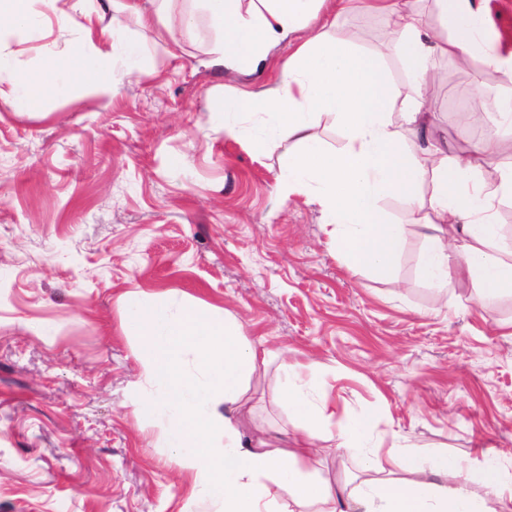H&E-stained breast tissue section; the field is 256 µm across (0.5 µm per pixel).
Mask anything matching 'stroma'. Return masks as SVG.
I'll use <instances>...</instances> for the list:
<instances>
[{"mask_svg": "<svg viewBox=\"0 0 512 512\" xmlns=\"http://www.w3.org/2000/svg\"><path fill=\"white\" fill-rule=\"evenodd\" d=\"M333 33L378 52L388 24L356 10ZM85 35L41 10L27 40L0 50L30 72ZM120 35L142 46L146 72L116 65L119 95H97L74 67L69 95L42 89L28 112L0 101V512H215L191 496L166 419L140 412L159 389L124 332L131 293L231 316L274 352L249 381L246 436L292 432L277 382L285 354L339 409L376 412L384 446L512 475V294L484 305L469 282L427 283L425 240L396 193L379 201L408 227L392 271L348 272L320 207L279 189L293 143L251 150L274 117L240 114L244 136L225 138L219 100L277 85L288 46L243 74L207 65L204 25L177 45L157 25ZM429 68L435 138L487 174L512 162L484 150L481 127L458 124L512 78L439 58Z\"/></svg>", "mask_w": 512, "mask_h": 512, "instance_id": "stroma-1", "label": "stroma"}]
</instances>
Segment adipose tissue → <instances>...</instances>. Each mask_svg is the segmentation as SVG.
Listing matches in <instances>:
<instances>
[{"mask_svg": "<svg viewBox=\"0 0 512 512\" xmlns=\"http://www.w3.org/2000/svg\"><path fill=\"white\" fill-rule=\"evenodd\" d=\"M37 1L67 24L92 18L79 2L66 13L57 11V0H0V25L28 31ZM193 2L178 9L173 0H160L157 13L175 43L191 35L198 16H205L217 34L211 66L256 72L278 46L294 43L280 65L279 85L225 95L224 135L241 136L238 114L276 115L278 127L297 146L280 187L319 205L324 231L349 271H390L406 229L390 223L377 200L397 192L419 209L423 203L410 189L428 180V210L416 221L428 241L424 277L443 290L462 272L480 296L512 293V246L502 241L496 220L497 205L512 200V162L486 175L424 134L430 114L423 91L433 79L431 59L466 64L478 55L488 67L512 75V50L501 53L483 44L486 0H433L440 21L436 30L413 0ZM357 9L387 19L389 48L411 67V96L399 98L382 54L331 35L338 17ZM113 32V24L101 26L97 37L78 41L69 51L85 81L104 96L119 90L112 75ZM1 75L11 85L7 102L18 112L32 110L41 87L58 96L71 88L54 56L45 57L30 75L0 53ZM321 114L333 117L343 131L345 146L338 152L325 150L310 133ZM127 306L125 331L141 339L144 370L163 391L161 400L144 402L141 411L151 416L160 406L171 407L166 445L176 449L181 468L192 476L194 495L222 512H512V478L498 468L476 469L445 453L422 459L400 445L382 448L373 438L374 413L337 420L335 405L313 393L310 373L285 359L279 378L295 422L292 444L246 441L238 416L249 380L267 364L269 351L247 343L231 320L218 323L192 307L171 314L165 296L147 305L133 293ZM325 443L341 455L365 459L353 489L311 478Z\"/></svg>", "mask_w": 512, "mask_h": 512, "instance_id": "1", "label": "adipose tissue"}]
</instances>
